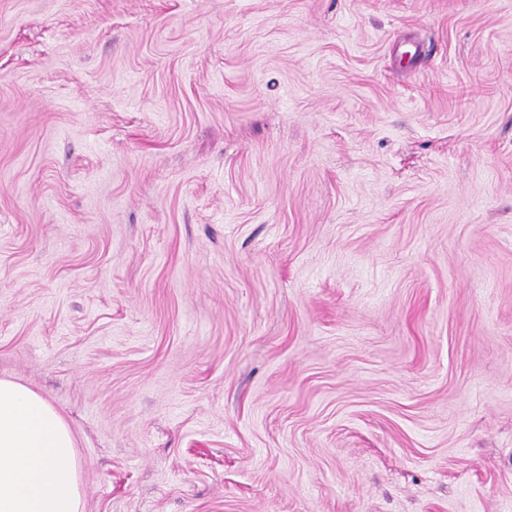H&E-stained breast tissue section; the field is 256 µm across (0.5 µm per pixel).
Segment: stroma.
<instances>
[{"instance_id": "35a3bbf8", "label": "stroma", "mask_w": 512, "mask_h": 512, "mask_svg": "<svg viewBox=\"0 0 512 512\" xmlns=\"http://www.w3.org/2000/svg\"><path fill=\"white\" fill-rule=\"evenodd\" d=\"M0 378L84 512H512V0H0Z\"/></svg>"}]
</instances>
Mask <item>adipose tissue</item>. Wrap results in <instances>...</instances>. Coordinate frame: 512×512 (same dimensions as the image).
<instances>
[{"label":"adipose tissue","instance_id":"adipose-tissue-1","mask_svg":"<svg viewBox=\"0 0 512 512\" xmlns=\"http://www.w3.org/2000/svg\"><path fill=\"white\" fill-rule=\"evenodd\" d=\"M0 512H83L68 424L41 394L0 379Z\"/></svg>","mask_w":512,"mask_h":512}]
</instances>
